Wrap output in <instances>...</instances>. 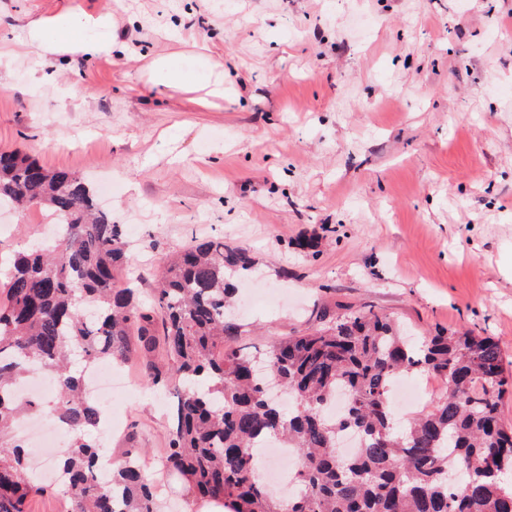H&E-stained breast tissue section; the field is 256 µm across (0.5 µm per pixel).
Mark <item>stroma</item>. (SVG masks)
<instances>
[{
	"label": "stroma",
	"instance_id": "obj_1",
	"mask_svg": "<svg viewBox=\"0 0 512 512\" xmlns=\"http://www.w3.org/2000/svg\"><path fill=\"white\" fill-rule=\"evenodd\" d=\"M70 6L111 10V55L30 50L28 20ZM161 57L187 87L153 84ZM210 61L224 95L203 107ZM0 148L115 184L127 278L195 240L246 250L227 270L246 352L360 309L494 337L512 373V0H0ZM49 227L0 213V256ZM172 403L117 398L93 438L144 449L192 512L155 468Z\"/></svg>",
	"mask_w": 512,
	"mask_h": 512
}]
</instances>
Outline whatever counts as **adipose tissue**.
I'll use <instances>...</instances> for the list:
<instances>
[{"mask_svg":"<svg viewBox=\"0 0 512 512\" xmlns=\"http://www.w3.org/2000/svg\"><path fill=\"white\" fill-rule=\"evenodd\" d=\"M31 44L39 55L59 56L72 53L90 56L111 53L114 45L112 14H95L67 7L27 25Z\"/></svg>","mask_w":512,"mask_h":512,"instance_id":"1","label":"adipose tissue"}]
</instances>
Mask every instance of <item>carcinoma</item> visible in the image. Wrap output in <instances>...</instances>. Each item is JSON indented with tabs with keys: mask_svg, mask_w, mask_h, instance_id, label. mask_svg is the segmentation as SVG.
<instances>
[{
	"mask_svg": "<svg viewBox=\"0 0 512 512\" xmlns=\"http://www.w3.org/2000/svg\"><path fill=\"white\" fill-rule=\"evenodd\" d=\"M14 205L42 207L60 233L24 246L0 270L8 292L0 304V512H25L35 487L11 429L39 407L16 384L44 371L55 385L50 407L73 435L57 468L67 512H158L142 449H127L109 482H99L103 456L89 434L104 412L71 364L75 354L87 364L123 362L138 347L167 359L149 368L146 385L177 394L158 464L187 479L198 499H222L230 512H512V427L499 411L512 374L494 338L457 330L416 340L393 319L351 312L269 345L261 375L230 344L238 327L227 315L234 286L226 266L248 265L244 250L211 239L177 251L139 303L134 283L120 280L131 260L122 227L84 177L0 148V209ZM424 373L443 388L402 423L391 386ZM268 379L288 391V407L268 395ZM339 394L344 408L331 416ZM348 430L362 436L354 456L339 448ZM274 438L300 459L286 503L255 476L257 444Z\"/></svg>",
	"mask_w": 512,
	"mask_h": 512,
	"instance_id": "obj_1",
	"label": "carcinoma"
}]
</instances>
